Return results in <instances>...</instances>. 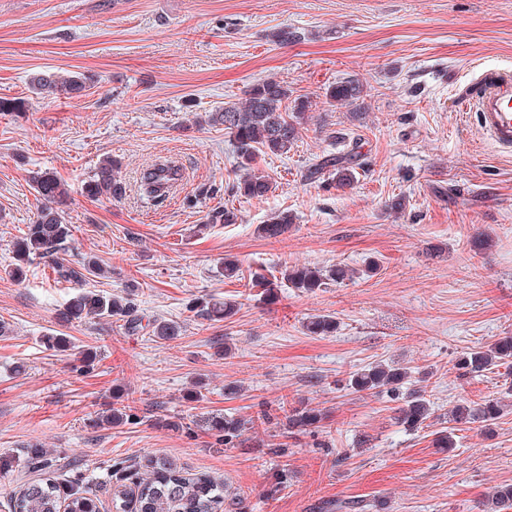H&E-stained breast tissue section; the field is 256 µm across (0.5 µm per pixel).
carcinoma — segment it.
<instances>
[{
    "label": "carcinoma",
    "mask_w": 512,
    "mask_h": 512,
    "mask_svg": "<svg viewBox=\"0 0 512 512\" xmlns=\"http://www.w3.org/2000/svg\"><path fill=\"white\" fill-rule=\"evenodd\" d=\"M91 81L92 77L83 73L37 72L31 77L30 84L36 94L51 100L60 96L80 97ZM366 96L367 88L358 79L338 82L325 92L329 102L347 107L353 114L360 112ZM309 108L307 97H294L288 85L265 79L249 87L243 103L205 115L206 124L224 127L238 152L241 174L232 185L235 194L256 200L268 196L272 183L269 177L255 170L256 157L260 153L281 156L290 152L299 139V127ZM363 165L361 156L351 149L340 156L321 158L308 168L307 178H325L329 186L346 189L356 182V170ZM120 170L121 163L117 159L103 160L89 176L88 197H121L125 186ZM181 180L180 167L159 159L141 172V194L148 201L162 202ZM31 181L43 204L36 220L14 244L17 264L8 275L15 281L21 280L24 265L39 258L54 264L60 282L80 283L91 276H105L104 268L93 255H85L75 262L60 258L68 250L72 237V225L66 223L62 210L67 191L49 171L34 172ZM292 223L288 213L280 212L261 225L259 232L265 237L277 238L288 232ZM355 275L356 271L341 264L325 269L292 265L281 269L280 281L288 283L290 288L313 293L330 283L349 281ZM193 309L202 319L219 322L230 316L233 304L201 297L195 299ZM61 316L68 322L88 316L98 319L115 317L131 332L137 331L142 321L130 291L120 295L84 291L68 302ZM336 329V318L330 315H315L306 323V330L312 336H331ZM151 332L153 337L169 341L180 335L181 326L176 321L155 319L151 323ZM456 365L465 375L490 371L502 365L512 370V336L470 348L456 360ZM408 378L406 367L373 363L349 376L348 386L355 393H393ZM277 410L284 414L290 432L316 428L324 419L321 410L306 406L289 408L282 402L277 405ZM502 413V401L488 398L480 404L459 403L450 410L449 416L457 424L479 422L487 428ZM430 417V406L418 390L410 392L399 408L398 420L409 431L418 429ZM273 419V409L263 406L249 419L214 416L208 419L207 426L217 440L230 445L248 430V426L269 424ZM9 468L17 469L20 489L7 500L8 512H100L98 499L82 490L86 484L84 478L61 482L47 476L51 469L61 470L65 465L61 458L40 445L29 446L18 460L0 458V470ZM110 479L115 512H224V481L203 473L186 472L165 457H146L131 465L116 462L112 465ZM488 499L492 512H508L512 509V487L497 488Z\"/></svg>",
    "instance_id": "carcinoma-1"
}]
</instances>
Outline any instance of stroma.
<instances>
[{
    "mask_svg": "<svg viewBox=\"0 0 512 512\" xmlns=\"http://www.w3.org/2000/svg\"><path fill=\"white\" fill-rule=\"evenodd\" d=\"M283 27L299 41H274ZM486 68L512 71V0H0V99L22 104L0 114V456L39 444L74 457L106 506L114 461L162 455L223 479L224 512H489L487 492L512 485V382L500 369L455 367L469 348L512 336V154L481 137L456 98ZM39 71L93 82L47 100L29 84ZM266 78L312 107L293 150L259 156L273 189L258 201L233 193L236 148L200 118ZM348 78L369 92L358 120L325 97ZM354 147L364 160L354 187L306 178ZM109 156L122 162L124 197H86ZM160 157L183 179L147 205L137 177ZM38 169L69 191L67 260L93 254L107 276L59 283L41 264L24 281L9 277L13 244L41 205L29 179ZM398 196L397 215L388 204ZM224 208L238 223L196 233ZM282 210L294 217L288 234L263 237L259 225ZM228 259L239 278L224 277ZM372 261L374 276L313 293L283 284L269 299L249 276ZM128 286L141 315L179 322L180 336L58 319L76 293ZM204 295L233 301L232 316L199 319L192 302ZM313 315L334 316L336 333L309 335ZM47 334L67 337L68 350H46ZM89 348L97 358L86 368ZM377 362L411 369L406 387L429 401L428 427L404 429L397 395L349 389L351 373ZM489 397L505 402L491 433L454 429L453 406ZM283 401L325 415L288 436L285 454L269 451L272 425L231 447L207 431L211 416L247 418ZM122 405L136 422L105 425ZM449 429L455 448L435 447Z\"/></svg>",
    "mask_w": 512,
    "mask_h": 512,
    "instance_id": "obj_1",
    "label": "stroma"
}]
</instances>
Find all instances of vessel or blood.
I'll use <instances>...</instances> for the list:
<instances>
[{"label":"vessel or blood","mask_w":512,"mask_h":512,"mask_svg":"<svg viewBox=\"0 0 512 512\" xmlns=\"http://www.w3.org/2000/svg\"><path fill=\"white\" fill-rule=\"evenodd\" d=\"M460 106L481 136L501 152L512 153V73L488 69L464 87Z\"/></svg>","instance_id":"vessel-or-blood-1"}]
</instances>
